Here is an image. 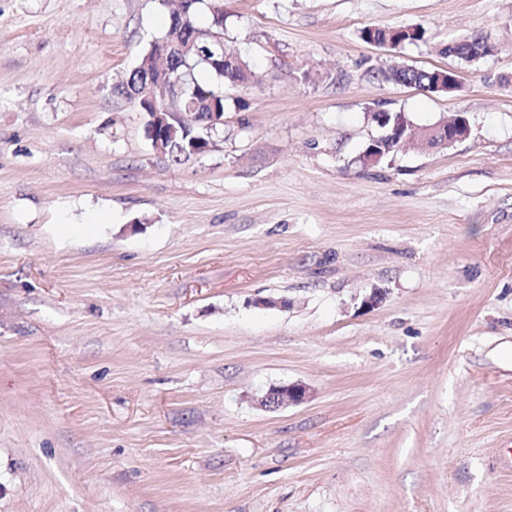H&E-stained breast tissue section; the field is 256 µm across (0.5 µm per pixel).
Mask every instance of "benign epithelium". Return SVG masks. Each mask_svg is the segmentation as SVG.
Here are the masks:
<instances>
[{
	"instance_id": "7a95c632",
	"label": "benign epithelium",
	"mask_w": 512,
	"mask_h": 512,
	"mask_svg": "<svg viewBox=\"0 0 512 512\" xmlns=\"http://www.w3.org/2000/svg\"><path fill=\"white\" fill-rule=\"evenodd\" d=\"M200 46L194 41H182L178 38H168L152 42L154 59L157 68H145L143 91L133 92V96L143 97L154 104V112L150 113V138L152 145L160 152L167 153L168 147L178 137L185 135L181 126L171 122L172 112L169 102L177 100L182 94V88L166 67L167 59L174 54L185 55L191 51H199ZM459 87L457 73L453 70H436L428 74L427 82L422 89L431 92H452ZM378 126L385 129V134L372 140V143L362 154L368 165L378 163L383 156L391 151L402 148L406 141V126L401 122L388 125V113H378ZM420 132L424 138V146L435 143L439 146L450 145L464 139L469 133V125L461 113L454 116L451 121H441L429 128H422ZM308 398L307 387L300 384L273 387L259 400V404L268 410L299 404Z\"/></svg>"
}]
</instances>
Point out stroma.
Returning a JSON list of instances; mask_svg holds the SVG:
<instances>
[{"label":"stroma","mask_w":512,"mask_h":512,"mask_svg":"<svg viewBox=\"0 0 512 512\" xmlns=\"http://www.w3.org/2000/svg\"><path fill=\"white\" fill-rule=\"evenodd\" d=\"M168 22L0 0V512H512V0H224L181 163L120 90ZM379 110L470 129L366 166ZM408 86H414L422 88L426 91L438 92H452L459 87V79L457 73L452 70H435L428 74L427 82L423 85H416L415 83H409ZM308 398L306 386L291 384L270 388L259 400V404L268 410L299 404Z\"/></svg>","instance_id":"35a3bbf8"}]
</instances>
